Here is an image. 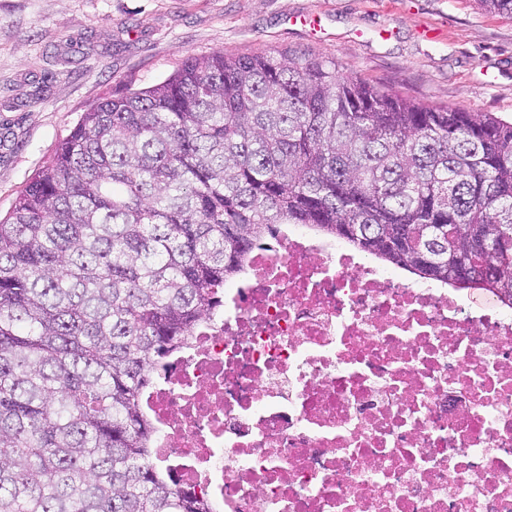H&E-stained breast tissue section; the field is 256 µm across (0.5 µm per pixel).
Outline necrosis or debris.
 <instances>
[{
	"label": "necrosis or debris",
	"mask_w": 512,
	"mask_h": 512,
	"mask_svg": "<svg viewBox=\"0 0 512 512\" xmlns=\"http://www.w3.org/2000/svg\"><path fill=\"white\" fill-rule=\"evenodd\" d=\"M145 398L208 512H512V311L267 232Z\"/></svg>",
	"instance_id": "1"
}]
</instances>
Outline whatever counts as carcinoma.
I'll use <instances>...</instances> for the list:
<instances>
[{
    "mask_svg": "<svg viewBox=\"0 0 512 512\" xmlns=\"http://www.w3.org/2000/svg\"><path fill=\"white\" fill-rule=\"evenodd\" d=\"M272 224L512 306V122L284 54L91 107L0 219V512H206L143 399Z\"/></svg>",
    "mask_w": 512,
    "mask_h": 512,
    "instance_id": "obj_1",
    "label": "carcinoma"
}]
</instances>
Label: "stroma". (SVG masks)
Listing matches in <instances>:
<instances>
[{"label":"stroma","mask_w":512,"mask_h":512,"mask_svg":"<svg viewBox=\"0 0 512 512\" xmlns=\"http://www.w3.org/2000/svg\"><path fill=\"white\" fill-rule=\"evenodd\" d=\"M218 52L512 119V18L479 0H0V218L92 105Z\"/></svg>","instance_id":"stroma-1"}]
</instances>
